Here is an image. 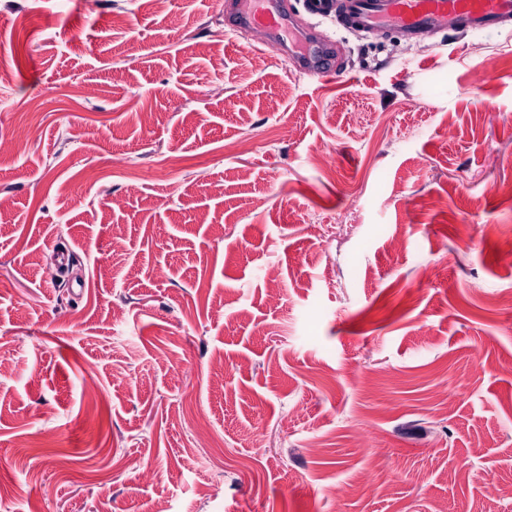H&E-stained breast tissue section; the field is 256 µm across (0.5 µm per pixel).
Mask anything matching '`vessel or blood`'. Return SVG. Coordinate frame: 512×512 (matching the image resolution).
Instances as JSON below:
<instances>
[{"instance_id":"1","label":"vessel or blood","mask_w":512,"mask_h":512,"mask_svg":"<svg viewBox=\"0 0 512 512\" xmlns=\"http://www.w3.org/2000/svg\"><path fill=\"white\" fill-rule=\"evenodd\" d=\"M448 16L471 30L494 32L512 22V0H340L337 20L347 27H391L423 36ZM237 23L267 28L283 38L289 28L286 0H242ZM304 64L308 73H330L327 44L309 46Z\"/></svg>"}]
</instances>
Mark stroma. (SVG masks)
<instances>
[{
	"label": "stroma",
	"instance_id": "35a3bbf8",
	"mask_svg": "<svg viewBox=\"0 0 512 512\" xmlns=\"http://www.w3.org/2000/svg\"><path fill=\"white\" fill-rule=\"evenodd\" d=\"M290 3L0 0V512H512V32ZM287 2L283 0H244L236 24L229 25L227 34H234L243 25L260 26L270 29L276 39L271 40V46L279 49L281 40L289 30ZM329 47L326 43L310 45L304 54L305 70L310 74L325 75L334 70L330 64Z\"/></svg>",
	"mask_w": 512,
	"mask_h": 512
}]
</instances>
